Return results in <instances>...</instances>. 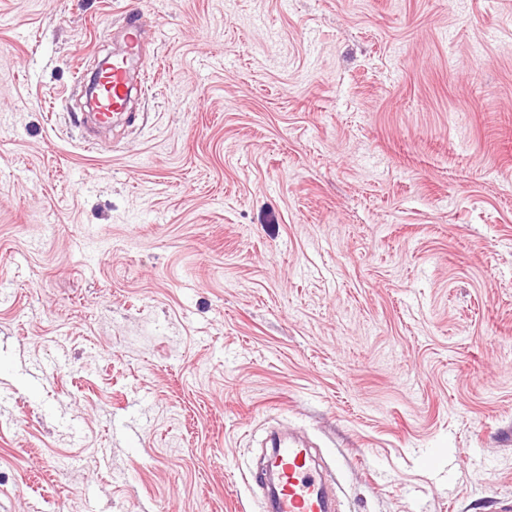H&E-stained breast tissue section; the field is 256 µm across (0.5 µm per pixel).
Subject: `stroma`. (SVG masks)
<instances>
[{
  "instance_id": "1",
  "label": "stroma",
  "mask_w": 512,
  "mask_h": 512,
  "mask_svg": "<svg viewBox=\"0 0 512 512\" xmlns=\"http://www.w3.org/2000/svg\"><path fill=\"white\" fill-rule=\"evenodd\" d=\"M273 426L345 512L512 499V0H0V512H267ZM123 16L121 54L112 57L110 69L100 73L95 71L89 78L88 88L93 87V92L92 112L88 115L100 127L110 126L127 109L130 86L136 74V71L129 70L128 58L141 64L144 60L145 21L133 11H125Z\"/></svg>"
}]
</instances>
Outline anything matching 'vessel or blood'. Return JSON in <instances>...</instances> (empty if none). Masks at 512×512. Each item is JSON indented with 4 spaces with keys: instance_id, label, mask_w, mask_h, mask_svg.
<instances>
[{
    "instance_id": "vessel-or-blood-1",
    "label": "vessel or blood",
    "mask_w": 512,
    "mask_h": 512,
    "mask_svg": "<svg viewBox=\"0 0 512 512\" xmlns=\"http://www.w3.org/2000/svg\"><path fill=\"white\" fill-rule=\"evenodd\" d=\"M144 27V21L135 12H125L121 53L113 56L110 69L93 73L89 79L93 89L91 117L98 126H110L127 108L135 77L127 62L144 58ZM264 470L276 478L269 512H336V501L326 478L313 464L309 448L300 441L275 439Z\"/></svg>"
}]
</instances>
